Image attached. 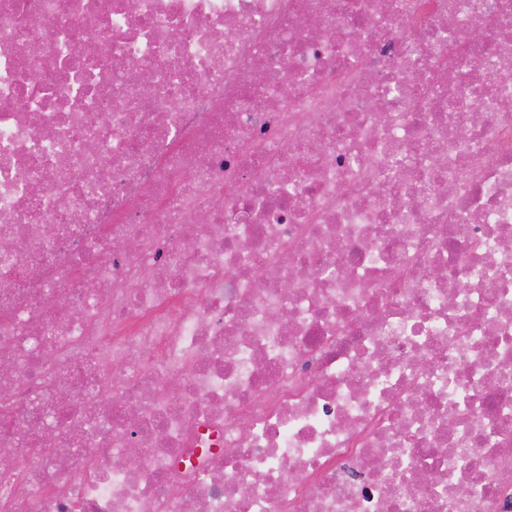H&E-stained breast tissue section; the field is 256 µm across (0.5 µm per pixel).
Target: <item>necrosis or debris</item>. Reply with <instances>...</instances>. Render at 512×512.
Listing matches in <instances>:
<instances>
[{
  "label": "necrosis or debris",
  "mask_w": 512,
  "mask_h": 512,
  "mask_svg": "<svg viewBox=\"0 0 512 512\" xmlns=\"http://www.w3.org/2000/svg\"><path fill=\"white\" fill-rule=\"evenodd\" d=\"M507 67L512 0H0V512H512Z\"/></svg>",
  "instance_id": "4bbe7bcc"
}]
</instances>
